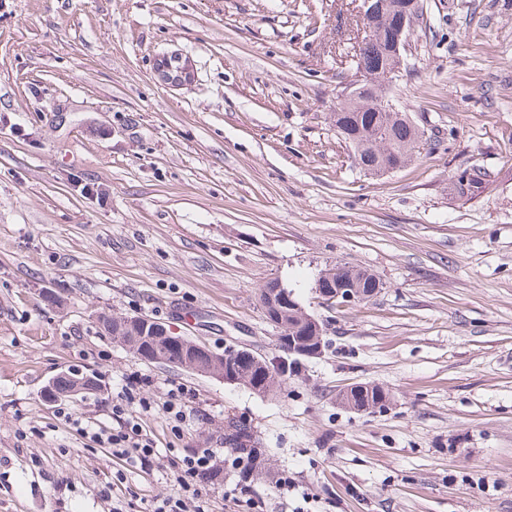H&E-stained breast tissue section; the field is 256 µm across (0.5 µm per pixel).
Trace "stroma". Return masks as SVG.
<instances>
[{
  "mask_svg": "<svg viewBox=\"0 0 512 512\" xmlns=\"http://www.w3.org/2000/svg\"><path fill=\"white\" fill-rule=\"evenodd\" d=\"M427 12L394 96L441 144L373 177L330 121L356 77L353 0H0V512H140L173 493L178 456L223 447L230 417L252 428L266 512H512V0ZM174 51L190 84L155 73ZM337 263L378 294L323 300ZM272 280L326 348L268 396L101 330L142 316L273 358ZM73 370L102 390L70 408L105 424L126 374L159 403L188 388L183 430L147 419L164 470L116 472L55 418L43 388ZM353 382L392 405L340 406Z\"/></svg>",
  "mask_w": 512,
  "mask_h": 512,
  "instance_id": "obj_1",
  "label": "stroma"
}]
</instances>
